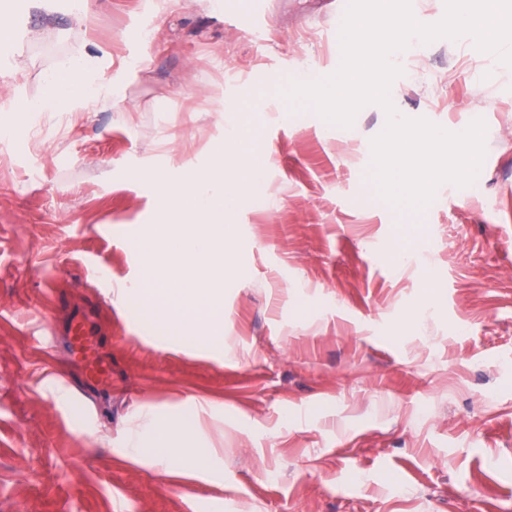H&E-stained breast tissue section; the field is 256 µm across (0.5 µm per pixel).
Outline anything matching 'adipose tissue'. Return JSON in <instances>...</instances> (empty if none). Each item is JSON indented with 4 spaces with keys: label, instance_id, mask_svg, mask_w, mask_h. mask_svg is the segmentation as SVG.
Segmentation results:
<instances>
[{
    "label": "adipose tissue",
    "instance_id": "ef3b65f1",
    "mask_svg": "<svg viewBox=\"0 0 512 512\" xmlns=\"http://www.w3.org/2000/svg\"><path fill=\"white\" fill-rule=\"evenodd\" d=\"M200 425L201 412L193 406L151 417L133 436L131 454L136 458L150 456L169 467L209 468L211 451L195 445Z\"/></svg>",
    "mask_w": 512,
    "mask_h": 512
}]
</instances>
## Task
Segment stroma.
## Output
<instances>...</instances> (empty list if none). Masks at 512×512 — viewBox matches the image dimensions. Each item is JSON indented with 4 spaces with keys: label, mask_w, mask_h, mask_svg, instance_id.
<instances>
[{
    "label": "stroma",
    "mask_w": 512,
    "mask_h": 512,
    "mask_svg": "<svg viewBox=\"0 0 512 512\" xmlns=\"http://www.w3.org/2000/svg\"><path fill=\"white\" fill-rule=\"evenodd\" d=\"M88 8L84 24L18 6L15 32L42 36L0 55V124L82 55L95 69L73 81L121 91L65 99L37 145L0 138V512H512V67L461 39L394 55L403 116L487 125L474 188L443 184L415 214L362 191L381 107L342 128L278 94L338 68L328 0H274L259 37L208 0ZM228 100L260 127L266 192L232 215L237 277L180 304L223 343L187 347L117 290L144 276L137 241L159 207L145 169L205 162ZM77 308L112 364L89 421L45 383L81 366L37 334ZM189 401L207 410L210 472L129 456L140 418Z\"/></svg>",
    "instance_id": "obj_1"
}]
</instances>
